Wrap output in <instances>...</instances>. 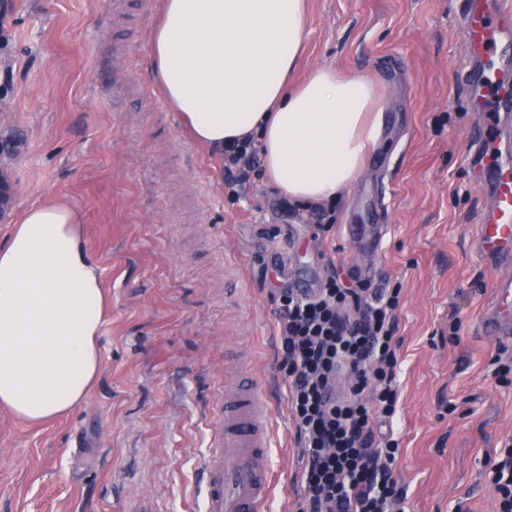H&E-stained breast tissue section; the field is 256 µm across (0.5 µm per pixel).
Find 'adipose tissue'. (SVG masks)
<instances>
[{"label":"adipose tissue","mask_w":512,"mask_h":512,"mask_svg":"<svg viewBox=\"0 0 512 512\" xmlns=\"http://www.w3.org/2000/svg\"><path fill=\"white\" fill-rule=\"evenodd\" d=\"M306 0H162L150 61L164 98L216 155L257 140L288 197L332 201L382 135L377 88L319 66L293 81ZM63 204L28 207L0 245V408L31 422L85 399L100 366L105 299Z\"/></svg>","instance_id":"1"}]
</instances>
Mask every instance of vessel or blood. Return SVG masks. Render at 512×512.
I'll return each instance as SVG.
<instances>
[{
  "mask_svg": "<svg viewBox=\"0 0 512 512\" xmlns=\"http://www.w3.org/2000/svg\"><path fill=\"white\" fill-rule=\"evenodd\" d=\"M466 46L460 76L478 108H485L482 88L494 92L495 104L512 107V83L500 78L504 56L512 52V0H464L457 16ZM493 202L477 226V249L488 261L512 258V166L496 163L489 174ZM512 310V279L493 284L491 305L481 318L482 332L512 334L505 312ZM268 409L254 385L224 397L220 427L205 466L206 512H265L270 495Z\"/></svg>",
  "mask_w": 512,
  "mask_h": 512,
  "instance_id": "vessel-or-blood-1",
  "label": "vessel or blood"
}]
</instances>
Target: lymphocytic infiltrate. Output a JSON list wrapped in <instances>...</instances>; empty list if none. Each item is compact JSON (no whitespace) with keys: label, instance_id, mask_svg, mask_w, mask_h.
I'll list each match as a JSON object with an SVG mask.
<instances>
[{"label":"lymphocytic infiltrate","instance_id":"lymphocytic-infiltrate-1","mask_svg":"<svg viewBox=\"0 0 512 512\" xmlns=\"http://www.w3.org/2000/svg\"><path fill=\"white\" fill-rule=\"evenodd\" d=\"M261 164L253 138L224 149V181L244 186ZM277 304L289 412L301 449L299 512H401L406 490L394 475L400 448L391 431L399 288L344 281L280 288Z\"/></svg>","mask_w":512,"mask_h":512}]
</instances>
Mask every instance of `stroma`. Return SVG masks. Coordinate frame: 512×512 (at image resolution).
<instances>
[{
  "instance_id": "stroma-1",
  "label": "stroma",
  "mask_w": 512,
  "mask_h": 512,
  "mask_svg": "<svg viewBox=\"0 0 512 512\" xmlns=\"http://www.w3.org/2000/svg\"><path fill=\"white\" fill-rule=\"evenodd\" d=\"M155 4L0 0V243L25 207L68 203L108 298L88 396L36 424L0 408V512H203L238 363L269 400L268 512H297L273 295L332 267L402 287L393 431L406 512H498L485 473L512 440V378L493 363L512 365V338L479 329L495 272L475 247L490 189L467 159L482 116L459 78L460 0H308L298 77L321 65L368 77L383 116L322 241L307 203L264 173L226 189L223 162L149 73ZM379 223L376 250L342 233Z\"/></svg>"
}]
</instances>
